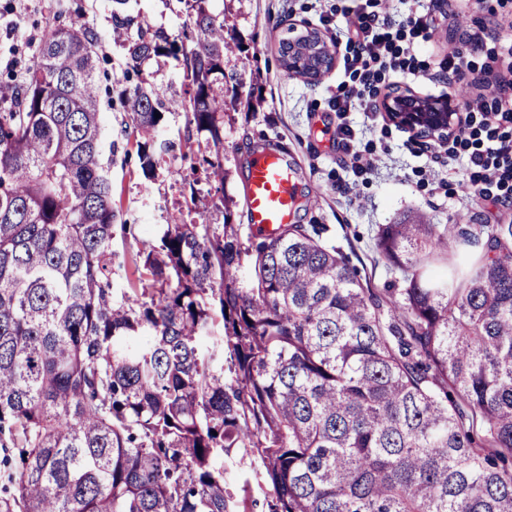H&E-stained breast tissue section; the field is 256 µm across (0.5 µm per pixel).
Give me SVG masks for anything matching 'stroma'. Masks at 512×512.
<instances>
[{
  "instance_id": "stroma-1",
  "label": "stroma",
  "mask_w": 512,
  "mask_h": 512,
  "mask_svg": "<svg viewBox=\"0 0 512 512\" xmlns=\"http://www.w3.org/2000/svg\"><path fill=\"white\" fill-rule=\"evenodd\" d=\"M211 11L223 14L225 74L237 75L238 94L224 96V197L232 204L233 221H247L246 177L252 156L274 146L292 156L303 192L296 221L324 224L327 246L348 254L363 280L375 288L400 287L402 276L375 249L379 225L397 224L418 217L433 224H504L512 211L479 200L459 188L468 168L466 155L451 161H434L425 146L407 147L408 130L388 122L384 112L366 115L331 112L326 99L342 79L334 70L321 83L284 79L279 62V42L291 25L321 27L326 39L339 37L345 22L337 17L320 26L318 0H209ZM129 14L144 17L153 27L178 35L186 20L182 0H129ZM425 12L435 20L429 44L433 61L475 28L512 40V27L476 9L459 11L455 0H426ZM88 26L99 37L102 57L98 74L99 112L103 127V161L112 179L116 227L112 249L132 255L153 242L162 225L180 215L185 223L220 224L223 213L213 206L190 207L180 193L181 172L189 163L180 153L167 155L153 176H145L138 156L133 125L121 103L128 60L111 38V0H0V74H22L23 61L31 58L45 34L57 26ZM147 86L166 97L181 98L184 72L181 63L154 57L141 66ZM448 75L435 70L432 80L400 72L389 73L386 87H410L438 95L452 90L469 103L485 84V77L467 76L451 85ZM353 128L355 138L341 146L339 125ZM372 155L374 170L355 179L349 152ZM224 481L233 497V512H267L263 468L252 454L237 450L224 461Z\"/></svg>"
}]
</instances>
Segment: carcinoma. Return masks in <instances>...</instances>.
Here are the masks:
<instances>
[{
	"mask_svg": "<svg viewBox=\"0 0 512 512\" xmlns=\"http://www.w3.org/2000/svg\"><path fill=\"white\" fill-rule=\"evenodd\" d=\"M139 74L182 58L179 100L123 91L141 167L182 110L193 204L224 191V15L172 39L113 0ZM98 39L45 33L0 78V512H231L224 457L268 512H512V224H382L403 286L362 282L323 224H165L116 288ZM186 133V118L183 112L173 111L164 114L156 138V142L161 141L175 142L177 145L183 143ZM261 463L243 448L224 457V481L228 491L238 506L233 512H266L265 484ZM247 506L243 508L242 502Z\"/></svg>",
	"mask_w": 512,
	"mask_h": 512,
	"instance_id": "carcinoma-1",
	"label": "carcinoma"
}]
</instances>
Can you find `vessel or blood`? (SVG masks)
<instances>
[{
    "label": "vessel or blood",
    "mask_w": 512,
    "mask_h": 512,
    "mask_svg": "<svg viewBox=\"0 0 512 512\" xmlns=\"http://www.w3.org/2000/svg\"><path fill=\"white\" fill-rule=\"evenodd\" d=\"M248 222L256 230L288 223L298 208L296 175L277 151L264 150L251 160L246 186Z\"/></svg>",
    "instance_id": "b4317fda"
}]
</instances>
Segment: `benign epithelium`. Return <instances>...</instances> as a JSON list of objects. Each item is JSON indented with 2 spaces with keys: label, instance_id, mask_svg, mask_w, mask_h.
Returning <instances> with one entry per match:
<instances>
[{
  "label": "benign epithelium",
  "instance_id": "benign-epithelium-1",
  "mask_svg": "<svg viewBox=\"0 0 512 512\" xmlns=\"http://www.w3.org/2000/svg\"><path fill=\"white\" fill-rule=\"evenodd\" d=\"M294 60L303 63L301 78L316 84L337 67L339 47L317 29L292 25L288 28V61ZM381 109L395 126L425 141L451 137L462 120L461 103L451 92L434 96L395 87L384 94Z\"/></svg>",
  "mask_w": 512,
  "mask_h": 512
}]
</instances>
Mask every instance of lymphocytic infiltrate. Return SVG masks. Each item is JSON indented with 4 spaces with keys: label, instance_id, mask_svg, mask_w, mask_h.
<instances>
[{
    "label": "lymphocytic infiltrate",
    "instance_id": "1",
    "mask_svg": "<svg viewBox=\"0 0 512 512\" xmlns=\"http://www.w3.org/2000/svg\"><path fill=\"white\" fill-rule=\"evenodd\" d=\"M382 0H334L320 16L321 23L342 16L344 67L349 78L338 83L329 107L334 112H374L380 96L382 72L428 73V43L432 24L428 15L413 12L402 17L381 5ZM512 56V43L474 38L461 42L442 61L454 75L491 73L502 57ZM467 154L469 167L463 183L482 200L512 203V98L488 91L466 108L465 119L450 145L432 143L434 154L443 148Z\"/></svg>",
    "mask_w": 512,
    "mask_h": 512
}]
</instances>
